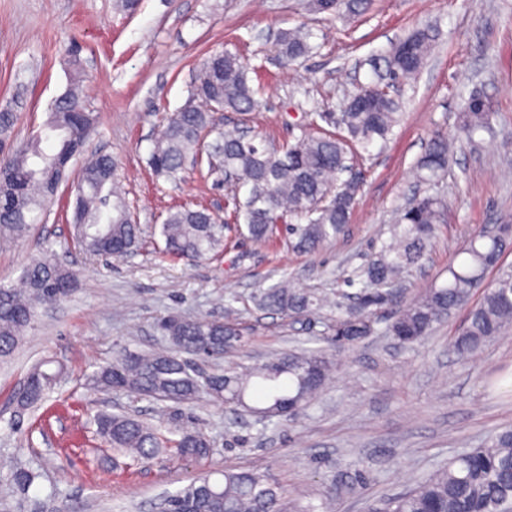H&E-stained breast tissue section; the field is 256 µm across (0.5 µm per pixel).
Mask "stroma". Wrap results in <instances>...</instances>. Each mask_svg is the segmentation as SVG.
Returning a JSON list of instances; mask_svg holds the SVG:
<instances>
[{
    "mask_svg": "<svg viewBox=\"0 0 512 512\" xmlns=\"http://www.w3.org/2000/svg\"><path fill=\"white\" fill-rule=\"evenodd\" d=\"M306 25L313 50L291 69L274 50L277 34ZM427 24L439 35L421 73L398 89L402 116L387 141L355 156L360 177L343 232L305 253L281 238L253 244L230 223L229 186L218 173L186 167L181 181L156 178L148 164L166 113L186 100L193 68L207 53L248 59L261 106L223 113L277 147L295 143L316 112H341L357 83L369 82L370 56ZM78 46L87 106L97 116L87 150L112 156L140 227L121 258L74 249L66 219L71 179L24 235L0 243V281L17 280L27 263L47 257L78 276L71 295L38 309L13 356L0 361V512H157L166 496L204 473L259 471L289 499L335 512H367L371 500L404 493L461 452L512 426V326L488 340L477 358L451 343L468 310L460 308L411 346L389 336L396 313L448 281L470 236L512 220V0H374L370 12L315 13L308 0H139L134 11L113 0H0V106L14 108L19 137L41 124L64 92L71 46ZM480 88L490 99L495 135L474 153L459 145L432 192L446 221L420 265L392 301L375 308V331L351 345L333 342L336 311L285 317L259 309L257 289L289 281L315 297L335 296L344 280L389 238L394 215L423 191L415 168L435 134L457 138L463 97ZM206 206L224 218V250L194 264L164 257L161 226L170 207ZM232 304L246 338L225 354V368L252 366L279 353L320 347L338 370L293 421L259 419L203 401L176 407L95 385L94 374L126 351L165 348L158 320L224 315ZM63 372L45 401L23 411L11 396L43 362ZM131 413L163 431H200L208 460L165 453L132 460L97 435L98 413ZM33 470L24 492L11 466ZM362 475V493L343 486Z\"/></svg>",
    "mask_w": 512,
    "mask_h": 512,
    "instance_id": "stroma-1",
    "label": "stroma"
}]
</instances>
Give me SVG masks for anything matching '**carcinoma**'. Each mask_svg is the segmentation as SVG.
Instances as JSON below:
<instances>
[{
  "instance_id": "obj_1",
  "label": "carcinoma",
  "mask_w": 512,
  "mask_h": 512,
  "mask_svg": "<svg viewBox=\"0 0 512 512\" xmlns=\"http://www.w3.org/2000/svg\"><path fill=\"white\" fill-rule=\"evenodd\" d=\"M371 0H313L319 12L360 15ZM438 33L432 26L416 29L401 38L372 64L373 79L358 86L340 113L337 131L322 132L318 119L310 122L296 143L278 149L237 129L218 133L221 152L217 165L237 177L236 186L247 187L245 198L232 196L236 223L245 225L249 237L267 243L282 233L302 251H313L331 234L340 232L352 217L358 182L338 188L335 175L346 168L347 156L359 147L368 150L374 141L387 139L400 121V104L389 93L396 83L415 78L422 69ZM311 31L296 27L279 32L275 51L288 68L305 57L312 45ZM73 72L65 93L56 100L40 131L8 150L0 161V237L18 235L33 224L30 214L43 210L65 175L70 160L83 151L95 124L84 107L80 62L69 61ZM257 90L247 67L237 55L215 51L198 66L189 96L172 113L155 140L147 160L153 174L179 179L187 162L202 164L208 155L205 139L214 132V114L221 110L247 114L259 107ZM16 114L0 108V145L13 140ZM490 107L480 92L468 98L461 127L469 143L489 129ZM448 137L437 134L418 162L421 181L434 182L448 165ZM305 219V224H294ZM73 244L95 256L119 258L138 243L139 226L133 223L116 183V164L105 154L91 156L78 174L73 212ZM445 221L434 196L414 198L396 217L389 241L382 244L356 278V293H342L336 302V343L353 344L371 334V308L391 300L389 286L409 267L420 264L435 226ZM165 255L197 262L217 252L224 242V222L205 208L181 206L168 211L161 225ZM512 248V224L500 225L493 236L474 235L456 266L448 267L447 284L403 307L390 324L389 333L403 344L419 342L437 322L469 303L481 287L487 270L499 271L495 282L483 289L470 308L462 332L452 347L462 357L476 356L483 343L512 322V266H499L502 254ZM75 273L50 259L34 258L24 268L19 286L0 284V358L11 356L33 322L37 308L61 301L73 290ZM258 308L287 317L311 314L323 301L282 283L254 297ZM222 319H186L170 314L159 322L168 348L126 352L96 374L97 385L122 390L137 397L171 401L189 406L202 398L220 406L246 410L277 411L292 405L289 418L321 392L335 369V362L321 350L275 355L244 372H205L196 362L217 364L224 352L241 345L235 310L225 306ZM58 374L36 367L18 393L22 407H34L56 383ZM99 433L112 447L135 458H152L170 448L186 459L210 457L211 444L200 431L166 437L157 428L129 414L102 413L96 419ZM36 478L25 467L11 474L18 491ZM168 512H311L288 507L284 491L259 472L226 469L222 479L205 474L168 497ZM369 512H512V427H505L479 448L457 455L448 465L421 478L409 491L372 503Z\"/></svg>"
}]
</instances>
